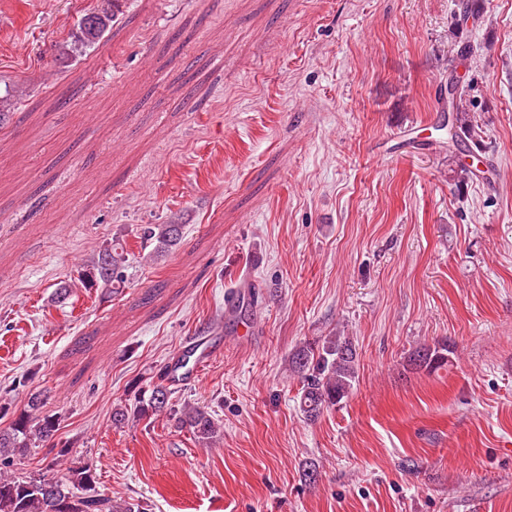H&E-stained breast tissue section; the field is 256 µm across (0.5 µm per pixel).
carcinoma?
<instances>
[{
	"label": "carcinoma",
	"mask_w": 512,
	"mask_h": 512,
	"mask_svg": "<svg viewBox=\"0 0 512 512\" xmlns=\"http://www.w3.org/2000/svg\"><path fill=\"white\" fill-rule=\"evenodd\" d=\"M114 14L90 13L78 22L73 53H83L98 45L112 30ZM471 86L462 84L448 93L442 111L448 113V166L453 181L464 184L477 178L482 170L478 165L491 166L490 160L475 156L474 162H461L460 156L469 153L463 137L475 129V117L468 109L467 96ZM183 237L180 224H146L140 239L144 244H155L156 254L165 253L180 244ZM129 253L113 240L106 243L96 256L83 264L78 283L59 287L57 299L67 300L73 288H121L125 284L124 268ZM448 344L421 346L408 358L412 370L427 372L448 365ZM190 355L184 353L173 365H167L160 374L161 383L149 392L135 398L132 406H118L112 411V424L121 426L129 418L147 419L162 413L174 417L180 427L191 431L198 442L208 445L218 432L214 416L200 406L185 405L176 408L171 389L163 381L176 376L187 366ZM291 370L301 384L299 407L305 419L314 421L323 411L340 403L348 396L358 378V353L348 337L330 336L321 345L307 344L292 355ZM46 395L41 391L29 393L23 410L15 414L10 427L0 430V512H146L139 501L117 503L99 492L97 467L92 461L78 468L68 469L65 479H49L40 475L13 476L8 469L15 456L23 454L30 445L50 442L59 429V418L43 412Z\"/></svg>",
	"instance_id": "1"
}]
</instances>
